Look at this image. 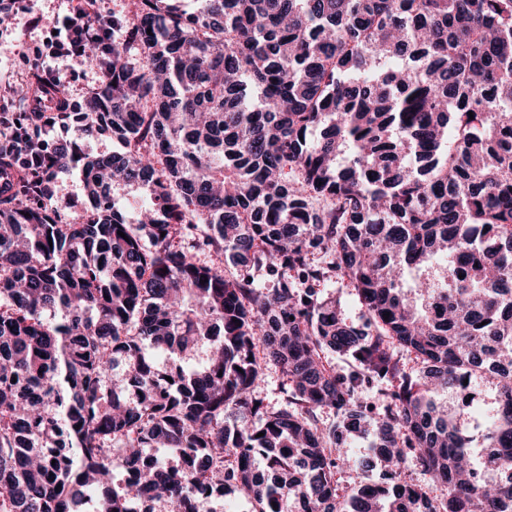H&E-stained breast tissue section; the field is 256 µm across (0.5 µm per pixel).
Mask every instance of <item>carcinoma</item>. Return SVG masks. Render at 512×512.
Returning a JSON list of instances; mask_svg holds the SVG:
<instances>
[{"mask_svg": "<svg viewBox=\"0 0 512 512\" xmlns=\"http://www.w3.org/2000/svg\"><path fill=\"white\" fill-rule=\"evenodd\" d=\"M181 2L82 49L107 77L58 119L124 151L56 148L81 223L37 176L0 197V512H512V0ZM478 382L480 469L434 399ZM368 436L392 484L341 496ZM61 191L48 206L58 210L64 220L72 221L84 212L86 196L82 188V175L78 168L68 167L59 174ZM323 296L336 297V300L340 302L342 309L353 323L360 324L362 322L360 305L351 288H344L339 281L335 288H325ZM285 381V377L279 368L268 365L265 370L264 383L261 386L262 396H264L266 403L277 404L282 398L281 386Z\"/></svg>", "mask_w": 512, "mask_h": 512, "instance_id": "cac0c4a2", "label": "carcinoma"}]
</instances>
